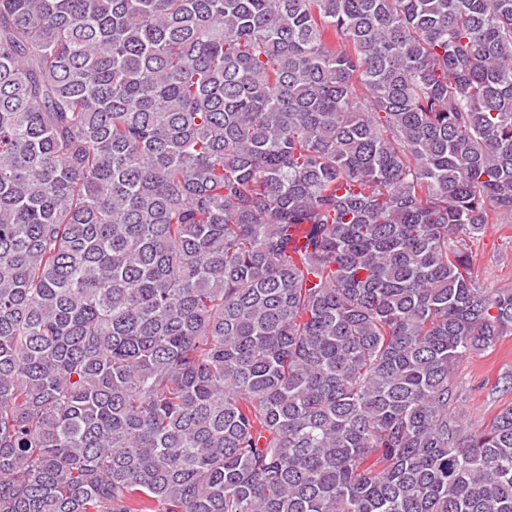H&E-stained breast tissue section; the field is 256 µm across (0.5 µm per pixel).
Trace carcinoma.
Listing matches in <instances>:
<instances>
[{"instance_id": "1", "label": "carcinoma", "mask_w": 512, "mask_h": 512, "mask_svg": "<svg viewBox=\"0 0 512 512\" xmlns=\"http://www.w3.org/2000/svg\"><path fill=\"white\" fill-rule=\"evenodd\" d=\"M491 224L512 0H0V512H512ZM508 375H512V335L459 365L455 382L466 391L459 412L464 426L472 431L482 429L499 411L512 405Z\"/></svg>"}]
</instances>
